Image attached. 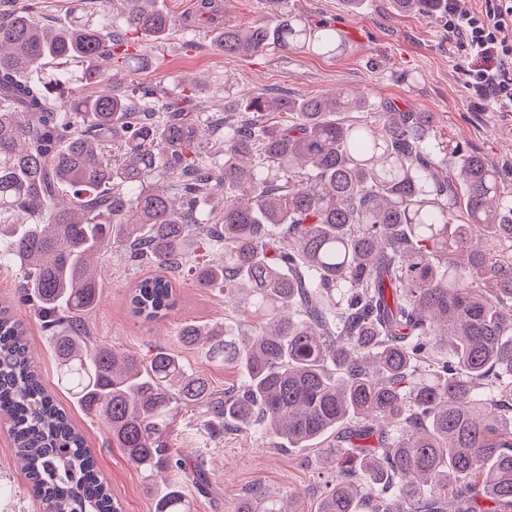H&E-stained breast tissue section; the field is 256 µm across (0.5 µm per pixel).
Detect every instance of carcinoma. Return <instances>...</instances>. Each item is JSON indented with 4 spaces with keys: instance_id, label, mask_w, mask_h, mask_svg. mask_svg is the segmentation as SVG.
I'll use <instances>...</instances> for the list:
<instances>
[{
    "instance_id": "obj_1",
    "label": "carcinoma",
    "mask_w": 512,
    "mask_h": 512,
    "mask_svg": "<svg viewBox=\"0 0 512 512\" xmlns=\"http://www.w3.org/2000/svg\"><path fill=\"white\" fill-rule=\"evenodd\" d=\"M68 25L0 14V220L22 270L18 302L49 332L59 381L100 418L147 478L168 472L154 512H191L186 487L208 476L171 447L173 412L198 411L210 439L259 431L318 446L329 464L315 512H512V192L460 144L458 183L434 157L432 112L377 111L366 99L224 92L222 114L133 84L138 50L174 22L154 0H121L108 32L72 0ZM270 17L214 33L227 56L270 47L333 55L343 39L268 0ZM447 16L448 0H391ZM215 0H199L201 24ZM107 84L90 94L70 84ZM222 260L189 264L190 242ZM117 248L162 274L136 282L131 313L153 323L177 306L169 274L246 294L242 336L185 321L178 341L241 370L214 395L179 356L98 343L102 257ZM0 413L47 512H121L85 437L32 365L22 319L0 308ZM236 512H305L299 494L257 485Z\"/></svg>"
}]
</instances>
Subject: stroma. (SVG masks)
I'll return each mask as SVG.
<instances>
[{"label":"stroma","mask_w":512,"mask_h":512,"mask_svg":"<svg viewBox=\"0 0 512 512\" xmlns=\"http://www.w3.org/2000/svg\"><path fill=\"white\" fill-rule=\"evenodd\" d=\"M159 7L176 19L172 34L162 40L146 39L145 51L154 64L132 74L136 83H153L175 92L186 80L198 77L206 85L198 96L208 112L224 109L223 97L210 88V80H227L240 98L285 92L292 96L353 91L376 104L388 101L403 111L431 112L437 118V141L461 142L477 151L505 177L512 189V112H500L473 95L460 66L462 50L449 48L448 33L439 17L422 18L393 10L390 0H365L362 9L348 11L343 0H287L292 12L312 22L345 24L360 30L364 43L345 40L333 56L270 49L251 57L227 56L211 47L207 26H194L189 0H159ZM192 35L197 47L183 52L184 35ZM413 73V81L400 82V73ZM106 280L101 300L88 317L90 336L123 351L143 355L151 346H162L205 375L216 393L239 383L236 367L207 361L201 351L183 347L176 336L186 320L221 321L245 329L242 317L224 304L220 290L195 287L182 277L174 287L178 305L161 322L148 324L134 317L128 294L134 283L150 275L147 267L129 265L121 251L103 262ZM31 357L45 386L82 431L97 459L102 477L122 512H153V499L161 479L146 480L113 445L101 420L74 405L57 384L56 363L48 333L32 314H25ZM171 445L189 457H201L210 477L207 492L193 493L194 512H234L240 498L256 484L297 491L308 512L318 502L317 480L321 462L316 452L304 448H280L258 432L228 431L209 439L196 430L190 410H182ZM0 512H46L42 501L28 489V479L15 456L10 422L0 417Z\"/></svg>","instance_id":"stroma-1"}]
</instances>
